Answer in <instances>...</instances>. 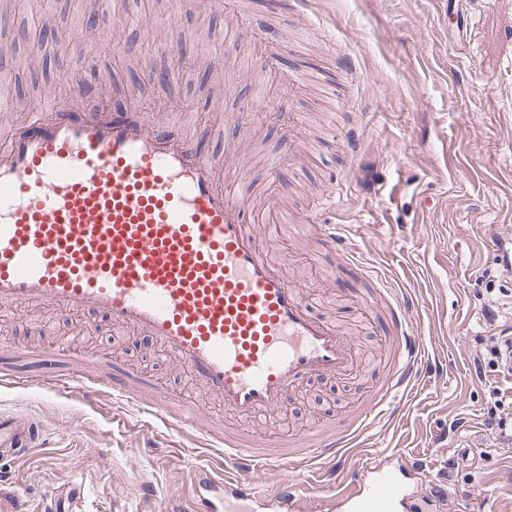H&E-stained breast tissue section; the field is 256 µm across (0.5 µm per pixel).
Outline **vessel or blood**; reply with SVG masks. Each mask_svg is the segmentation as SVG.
Wrapping results in <instances>:
<instances>
[{"mask_svg":"<svg viewBox=\"0 0 512 512\" xmlns=\"http://www.w3.org/2000/svg\"><path fill=\"white\" fill-rule=\"evenodd\" d=\"M112 97V110L39 107L0 149V310L46 305L103 316L170 353L219 400L220 418L173 407L136 374L112 381L113 394L162 417L186 452L218 455L195 485V512H257L266 500L299 512L298 479L320 463L332 466L329 504L426 512L429 496L408 493L390 469L347 464L421 376L427 348L415 297L377 291L389 310L381 331L390 371L354 425L298 451L225 431L224 417L282 411L307 380L352 375L358 350L333 317L310 310L263 245L249 199L235 189L249 178L246 154L207 153L167 116L144 111L126 85L113 84ZM315 230L342 265L362 269L334 225ZM44 441L33 419L0 413V493L14 487L12 464ZM265 472L283 475L273 491L259 486Z\"/></svg>","mask_w":512,"mask_h":512,"instance_id":"vessel-or-blood-1","label":"vessel or blood"}]
</instances>
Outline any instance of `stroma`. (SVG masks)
I'll return each mask as SVG.
<instances>
[{"mask_svg": "<svg viewBox=\"0 0 512 512\" xmlns=\"http://www.w3.org/2000/svg\"><path fill=\"white\" fill-rule=\"evenodd\" d=\"M48 0L41 22L71 37L62 55L30 58L32 19L19 0H0V144L35 104L95 108L75 91L95 68L127 85L148 112L168 99L188 109L175 128L223 156L243 140L252 160L245 187L273 260H287L315 311L334 307L361 352L357 375L312 379L269 423L229 420L260 439L298 440L323 422L343 423L386 374L378 325L366 299L383 279L413 293L417 323L429 336L426 367L410 403L375 423L355 456L397 455L414 485L435 489L434 512H512V442L485 449L484 414L495 401L512 424V376L477 375L472 360L495 325H512V270L492 246L512 242V0ZM119 42L115 57L88 55L85 14ZM186 35L168 53L167 24ZM151 46L149 64L139 52ZM232 92H225V82ZM269 112H300L308 156L289 159L282 123ZM290 187L277 213L264 208L270 163ZM338 225L371 278L337 268L301 223L308 211ZM89 313L61 317L48 307L0 312V374L37 379L80 369L98 379L118 370L150 378L159 393L218 413L171 356ZM34 416L50 432L17 473L32 512H51L70 482L82 512H156L162 502L192 507L201 457L174 454L179 438L130 401L85 402L78 389L0 387V412Z\"/></svg>", "mask_w": 512, "mask_h": 512, "instance_id": "obj_1", "label": "stroma"}]
</instances>
